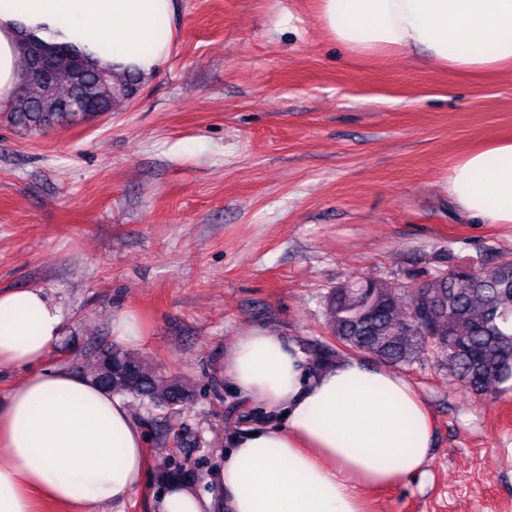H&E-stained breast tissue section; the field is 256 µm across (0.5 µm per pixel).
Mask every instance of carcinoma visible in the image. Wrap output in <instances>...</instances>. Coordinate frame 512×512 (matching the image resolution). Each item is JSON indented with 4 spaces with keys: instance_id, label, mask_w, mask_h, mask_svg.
Returning <instances> with one entry per match:
<instances>
[{
    "instance_id": "cac0c4a2",
    "label": "carcinoma",
    "mask_w": 512,
    "mask_h": 512,
    "mask_svg": "<svg viewBox=\"0 0 512 512\" xmlns=\"http://www.w3.org/2000/svg\"><path fill=\"white\" fill-rule=\"evenodd\" d=\"M19 52L27 64L36 58L44 64V72L33 74L5 113L8 123L29 133L113 112L141 90L139 75H116L74 49L25 38ZM82 92L92 98L94 111H59ZM327 315L336 345L309 350L315 370L348 354L410 367L426 351L449 380L475 395L512 390L511 257L479 251L400 290L375 280L350 281L330 294ZM86 373L115 395L170 414L184 411L194 393V385L157 375L141 357L119 348L99 352ZM199 476L195 466L168 462L158 480L166 484Z\"/></svg>"
}]
</instances>
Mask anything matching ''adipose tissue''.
Wrapping results in <instances>:
<instances>
[{
	"mask_svg": "<svg viewBox=\"0 0 512 512\" xmlns=\"http://www.w3.org/2000/svg\"><path fill=\"white\" fill-rule=\"evenodd\" d=\"M330 38L361 57L420 53L465 75L512 69V0H316ZM178 0H0V109L24 77L22 36L72 45L119 74L155 76L169 58ZM445 187L459 211L512 224V137L458 158ZM62 333L40 289L0 291V373L26 378L0 403V512H107L143 488L145 434L125 398L45 361ZM224 376L276 420L235 436L216 495L174 482L153 512H363L365 494L425 474L432 415L400 375L357 358L309 368L286 337L237 339Z\"/></svg>",
	"mask_w": 512,
	"mask_h": 512,
	"instance_id": "obj_1",
	"label": "adipose tissue"
}]
</instances>
